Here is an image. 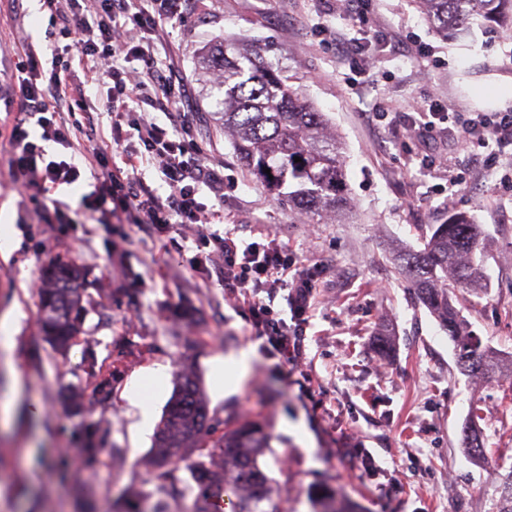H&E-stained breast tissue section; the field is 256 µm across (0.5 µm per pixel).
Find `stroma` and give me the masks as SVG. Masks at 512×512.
I'll return each mask as SVG.
<instances>
[{
    "label": "stroma",
    "instance_id": "stroma-1",
    "mask_svg": "<svg viewBox=\"0 0 512 512\" xmlns=\"http://www.w3.org/2000/svg\"><path fill=\"white\" fill-rule=\"evenodd\" d=\"M321 0H197L194 14L167 24L165 52L186 85V102L210 164L224 176V224L185 228L188 239L237 226L240 243L273 237L299 264L313 268L314 309L300 362L287 361L248 319L247 306L225 296L213 269L191 265L166 236L141 224H121L84 210L89 182L60 193L68 223L56 221L54 202L32 199L8 178L9 145L0 138V226L20 246L0 257V321L20 314L11 352L0 349V512H112L132 486L161 501L154 470L145 464L151 433L135 427L126 395L137 389L162 412L174 373L191 360L211 400L215 431L245 417L272 436L260 464L284 499L286 512H315L311 490L335 488L357 512H497L503 480L512 472V373L472 378L460 370L452 342L393 261L398 250H420L431 225L466 213L486 237L481 256L488 277L480 295L457 307L469 330L512 360V191L503 168L479 164L480 146L461 147L448 134L401 144L390 127L431 89L444 104L483 112L476 96L490 83L512 79V37L473 23L468 36L437 32L415 0H375L377 28L421 45L425 55L379 54L373 74L323 44L315 28ZM228 37L259 51L305 101L324 112L346 149L349 217H305L274 198L242 162L215 112L211 84L198 68L203 48ZM394 108L386 121L366 124L363 113ZM444 155L468 169L454 195L437 191L441 171L421 168L424 155ZM55 260L87 268L104 288L92 299L85 328L98 363L111 367L112 396L86 401L106 422L101 465L81 470L78 433L83 416L64 407L70 386L85 382L83 346L53 352L37 329L36 285ZM187 303L197 323L171 316ZM394 341L375 348L380 328ZM250 348L252 364L237 391L213 399L210 361ZM477 417L486 454L463 450V430ZM126 458L112 464L113 449ZM378 467L366 469L363 451Z\"/></svg>",
    "mask_w": 512,
    "mask_h": 512
}]
</instances>
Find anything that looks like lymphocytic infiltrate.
<instances>
[{
	"instance_id": "lymphocytic-infiltrate-1",
	"label": "lymphocytic infiltrate",
	"mask_w": 512,
	"mask_h": 512,
	"mask_svg": "<svg viewBox=\"0 0 512 512\" xmlns=\"http://www.w3.org/2000/svg\"><path fill=\"white\" fill-rule=\"evenodd\" d=\"M372 0H341L340 10L364 35L349 36L327 23L319 32L341 55L361 56L372 71V45L392 53L409 50L401 35L380 34L370 24ZM58 33L51 59L29 40L23 9H16L10 32L14 47L9 72L0 76V101L17 107L6 130L10 146L8 176L38 195L56 192L91 174L94 188L82 201L91 211L127 216L158 232L175 225L220 224L223 209L208 206L203 192L224 198V178L207 164L204 148L185 118L184 89L173 61L160 55V33L168 22L184 21L193 0H49ZM112 118V149L99 146V113ZM399 134L412 139L447 132L457 142L492 147L488 166L512 156V111L467 112L442 109L438 93L417 104ZM61 145L63 154L46 150ZM158 164L169 192L160 195L145 180L140 165ZM194 262L223 260L219 271L225 292L246 298L249 319L284 356L299 358L313 309L315 282L308 270L293 267L276 239L238 245L233 230L196 238ZM285 293L290 320L276 318L270 305Z\"/></svg>"
}]
</instances>
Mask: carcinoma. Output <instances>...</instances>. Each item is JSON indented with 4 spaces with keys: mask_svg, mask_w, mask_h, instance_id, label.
<instances>
[{
    "mask_svg": "<svg viewBox=\"0 0 512 512\" xmlns=\"http://www.w3.org/2000/svg\"><path fill=\"white\" fill-rule=\"evenodd\" d=\"M424 14L443 32H457L475 17L502 33H512V0H416ZM201 69H221L214 85L216 104L224 121V134L249 167L278 197L286 196L305 213L329 211L345 216L351 211L344 178L343 143L330 131L326 115L308 104L288 78L270 65L256 64L251 53L225 38L215 51L200 53ZM301 158L297 162L294 157ZM270 173H265V170ZM484 240L481 226L456 213L444 224L431 227L420 251L399 254V267L410 276L422 303L437 318L453 342L460 368L475 377L500 371L504 364L494 351L467 331L455 305L456 294H480L487 287L483 268L475 260ZM37 289L39 335L51 349L67 354L85 344L86 386L67 395L70 409L80 411L86 396L99 400L112 396V370H103L84 329L88 299L85 276L74 263L53 262L41 274ZM209 404L201 380L188 360L176 369L174 390L152 438L146 464L157 479L178 482L179 499L192 498L191 512H285L280 494L272 491L260 465L270 436L258 424L242 421L215 435L210 428ZM103 420L89 419L81 429L82 468L93 469L102 452ZM466 453L485 455L479 432L466 437ZM186 460L189 478L178 480L172 461ZM319 512H351L324 487L315 493ZM149 495L131 488L116 512H167L148 506Z\"/></svg>",
    "mask_w": 512,
    "mask_h": 512,
    "instance_id": "1",
    "label": "carcinoma"
}]
</instances>
